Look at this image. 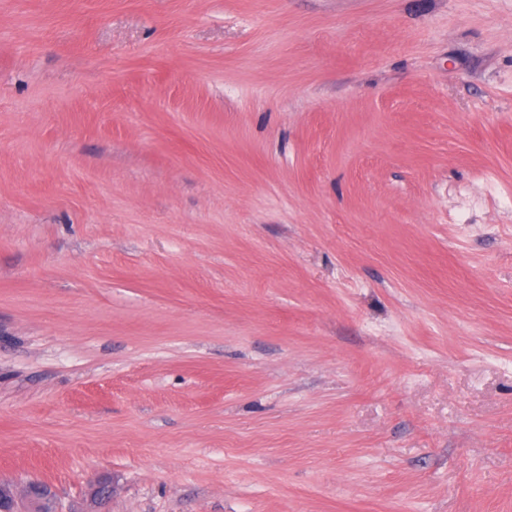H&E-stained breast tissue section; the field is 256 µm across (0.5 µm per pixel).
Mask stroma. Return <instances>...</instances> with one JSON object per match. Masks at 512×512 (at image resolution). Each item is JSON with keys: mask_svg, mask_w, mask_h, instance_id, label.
Here are the masks:
<instances>
[{"mask_svg": "<svg viewBox=\"0 0 512 512\" xmlns=\"http://www.w3.org/2000/svg\"><path fill=\"white\" fill-rule=\"evenodd\" d=\"M96 476L512 512V0H0V481Z\"/></svg>", "mask_w": 512, "mask_h": 512, "instance_id": "1", "label": "stroma"}]
</instances>
